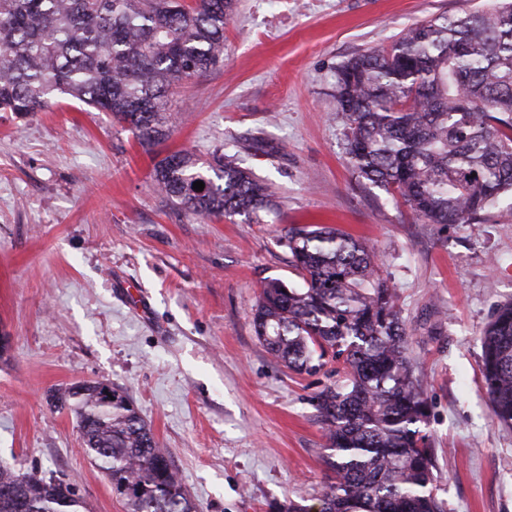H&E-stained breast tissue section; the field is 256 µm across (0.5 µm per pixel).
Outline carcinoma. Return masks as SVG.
Listing matches in <instances>:
<instances>
[{
	"instance_id": "1",
	"label": "carcinoma",
	"mask_w": 512,
	"mask_h": 512,
	"mask_svg": "<svg viewBox=\"0 0 512 512\" xmlns=\"http://www.w3.org/2000/svg\"><path fill=\"white\" fill-rule=\"evenodd\" d=\"M235 0H0V112L27 115L67 95L107 112L150 150L171 134L170 89L224 59ZM348 164L424 224H479L512 209V0L402 30L390 46L342 62L334 83ZM155 186L199 218L259 220L272 185L244 159L178 150L157 161ZM204 189L196 191L193 183ZM304 286L264 281L253 313L258 341L297 373L335 359L340 378L313 397L326 433L331 483L321 512H445L435 494V449L424 385L379 256L329 226H292L280 239ZM492 413L512 428V301L480 335ZM84 425V454L116 483L126 512H195L169 453L130 398L89 387L53 395ZM87 512L76 488L0 465V512Z\"/></svg>"
}]
</instances>
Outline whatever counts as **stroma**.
Masks as SVG:
<instances>
[{
  "label": "stroma",
  "mask_w": 512,
  "mask_h": 512,
  "mask_svg": "<svg viewBox=\"0 0 512 512\" xmlns=\"http://www.w3.org/2000/svg\"><path fill=\"white\" fill-rule=\"evenodd\" d=\"M486 0H236L224 64L173 86L178 121L144 150L111 115L67 97L0 112V462L65 475L89 512H125L84 455L55 390L125 391L166 448L196 512L317 506L330 473L313 396L330 369L299 374L258 342L267 278H298L279 238L330 225L377 249L427 383L426 426L446 512H512V428L494 418L479 336L512 301V211L481 224L417 222L358 181L333 97L337 65L404 28ZM187 148L247 149L277 208L259 222L201 219L154 188L156 161ZM144 294L136 310L125 290Z\"/></svg>",
  "instance_id": "35a3bbf8"
}]
</instances>
